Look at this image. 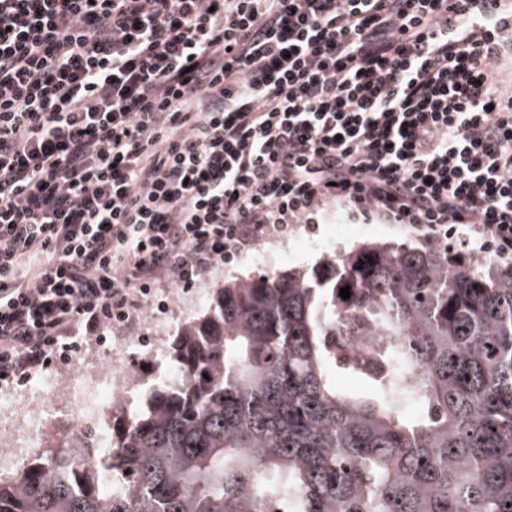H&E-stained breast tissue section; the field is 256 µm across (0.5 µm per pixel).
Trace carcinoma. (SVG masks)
Listing matches in <instances>:
<instances>
[{
  "instance_id": "obj_1",
  "label": "carcinoma",
  "mask_w": 512,
  "mask_h": 512,
  "mask_svg": "<svg viewBox=\"0 0 512 512\" xmlns=\"http://www.w3.org/2000/svg\"><path fill=\"white\" fill-rule=\"evenodd\" d=\"M336 330L363 392L336 387ZM169 355L184 379L112 414L105 457L47 442L0 512H512V272L367 242L224 282ZM343 336H327L329 347L336 358L337 364L349 368L354 360L359 356L357 338L353 337L349 341H344Z\"/></svg>"
}]
</instances>
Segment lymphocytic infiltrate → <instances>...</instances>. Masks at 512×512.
<instances>
[{"mask_svg": "<svg viewBox=\"0 0 512 512\" xmlns=\"http://www.w3.org/2000/svg\"><path fill=\"white\" fill-rule=\"evenodd\" d=\"M475 0H0V390L336 204L512 269Z\"/></svg>", "mask_w": 512, "mask_h": 512, "instance_id": "1", "label": "lymphocytic infiltrate"}]
</instances>
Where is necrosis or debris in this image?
<instances>
[{
	"label": "necrosis or debris",
	"mask_w": 512,
	"mask_h": 512,
	"mask_svg": "<svg viewBox=\"0 0 512 512\" xmlns=\"http://www.w3.org/2000/svg\"><path fill=\"white\" fill-rule=\"evenodd\" d=\"M166 327H157L152 336L136 339L117 337L107 362L85 357L78 374H51L45 391H29L0 397V474L16 475L34 451L44 446L58 420H67L74 431L90 430L99 455L109 444L108 422L114 406L131 407L144 396L145 389L130 363L132 346H139L148 358H162ZM53 397L55 407L44 404Z\"/></svg>",
	"instance_id": "obj_1"
}]
</instances>
